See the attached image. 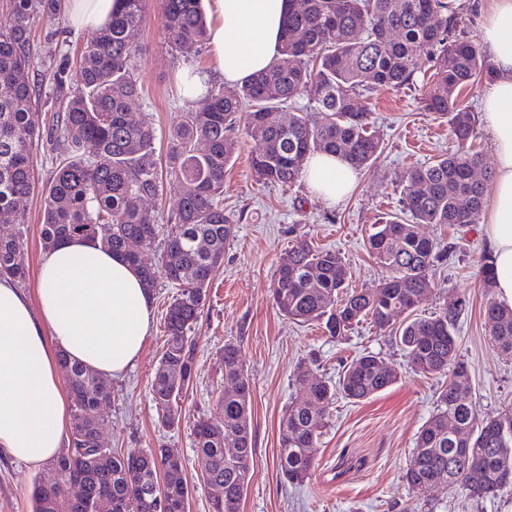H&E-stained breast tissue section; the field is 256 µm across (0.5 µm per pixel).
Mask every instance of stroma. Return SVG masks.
I'll return each instance as SVG.
<instances>
[{"label":"stroma","mask_w":512,"mask_h":512,"mask_svg":"<svg viewBox=\"0 0 512 512\" xmlns=\"http://www.w3.org/2000/svg\"><path fill=\"white\" fill-rule=\"evenodd\" d=\"M162 24L156 0H148L136 70L143 93L131 105L137 116H150L155 124V158L160 165L166 161L168 137L184 107L179 71L209 72L214 67L209 47L172 50L164 41ZM423 96L419 84L364 97L384 150L369 171L359 173L351 196L335 205L315 198L302 181L291 188L259 182L250 159L261 146L238 132L237 149L224 177V209L235 220L236 232L225 246L224 262L213 275L191 332L196 374L183 392L182 423L175 431L163 429L149 395L166 340V309L177 294L162 275L153 294V321L143 351L134 367L111 382L112 408L103 433L104 446L122 452L162 444L178 449L191 489L187 512H212V492L199 483L201 462L192 427L199 418L214 415L227 385L221 353L228 342L238 346L251 382L255 452L241 512H400L407 505L418 512H512V491L473 503L458 490L423 493L406 483L403 468L419 429L436 410L444 378L414 373L394 340L370 323L337 339L319 325L288 320L273 300L275 271L291 244L292 225L314 244L340 252L350 272V287L379 285L383 270L368 253L367 239L383 217L399 212L403 171L435 162L457 148L447 118L426 112ZM23 207L28 218L23 254L28 277L23 288L31 295L45 251L40 194L29 196ZM422 232L447 246L448 260L430 273V288L417 313L427 315L447 302L467 299L457 336L459 353L470 370L472 399L483 414L512 404V355L491 346L483 316L487 293L476 275L485 250L481 225L460 231L426 224ZM367 351L397 370V382L358 403L337 399L310 479L300 486L289 484L279 474L277 456L282 414L304 395L293 377L295 366L311 364L315 374L334 383L345 363ZM40 472V467L1 455L0 512H31L33 484Z\"/></svg>","instance_id":"obj_1"}]
</instances>
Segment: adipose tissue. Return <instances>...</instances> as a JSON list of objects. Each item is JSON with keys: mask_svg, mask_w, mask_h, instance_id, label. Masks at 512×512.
<instances>
[{"mask_svg": "<svg viewBox=\"0 0 512 512\" xmlns=\"http://www.w3.org/2000/svg\"><path fill=\"white\" fill-rule=\"evenodd\" d=\"M74 31L105 26L114 0H63ZM289 0H212L208 44L215 70L184 69L196 89L210 79L243 83L277 56ZM480 48L494 75L483 94L482 120L494 169L483 231L494 268L496 298L512 307V0H495L481 25ZM312 194L345 199L355 171L336 156L315 153L304 165ZM37 305L13 281L0 279V454L28 465L57 456L65 443L68 399L58 354L112 378L142 353L153 320L152 297L122 256L98 243L73 239L45 251Z\"/></svg>", "mask_w": 512, "mask_h": 512, "instance_id": "1", "label": "adipose tissue"}]
</instances>
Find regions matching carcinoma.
<instances>
[{
  "label": "carcinoma",
  "mask_w": 512,
  "mask_h": 512,
  "mask_svg": "<svg viewBox=\"0 0 512 512\" xmlns=\"http://www.w3.org/2000/svg\"><path fill=\"white\" fill-rule=\"evenodd\" d=\"M111 21L90 32L79 56L64 64L38 65L33 42L38 26L60 19L62 0H10L0 19V211L26 223L19 203L36 190L33 150L49 146L55 165L52 180L41 187L40 236L52 247L71 238L89 239L122 254L153 291L156 267L180 288L166 310V343L151 399L159 424L168 431L182 421L180 394L193 379L196 348L188 333L205 305L207 288L224 261V248L236 224L224 211V175L235 153L240 126L263 143L251 159L253 173L278 186L302 178L306 158L331 153L357 171L367 170L382 154V139L360 97L374 89L414 84L423 61L434 72L425 110L448 117L451 134L464 148L475 135V114L458 103L459 91L478 76H492L490 61L465 35L462 13L454 0H302L285 21L279 55L232 95L209 84L203 94L183 90V114L168 139L166 171L157 169L156 128L149 117L127 120L129 102L140 95L134 76L138 35L146 0H116ZM164 39L181 50L208 41L202 0H158ZM34 70L33 82L23 79ZM56 93L43 96L46 83ZM312 92L322 111L319 124L297 106ZM44 98L52 112L51 132L43 137L30 112L31 101ZM205 141L208 152L198 154ZM486 166L478 153H450L428 165L406 169L401 214L385 220L368 237V252L386 272L375 289L349 287L341 254L313 245L297 235L279 262L274 299L279 311L299 322L318 321L330 336L341 338L368 322L379 330L406 318L393 331L411 369L448 379L439 393L436 413L422 426L406 465L409 486L425 491L436 486L460 489L481 501L512 487V405L493 414L478 413L472 402L468 368L458 354L456 326L466 301L445 305L429 316L413 315L418 294L429 288V271L444 257V248L421 234L423 224L468 227L479 221L484 184L472 171ZM182 187L177 209L167 224L142 207L158 195L163 178ZM424 183L428 193L415 194ZM143 242L140 254L126 251L127 240ZM24 239L17 229L0 231V278L26 281ZM157 255L158 265L145 255ZM490 342L512 353V308L491 299L485 305ZM224 380L232 394L217 401V415L193 427L202 463L200 481L220 483L224 498L213 512H240L253 460L250 381L236 344H224ZM69 372L73 418L68 448L46 463L32 492V512H129L142 508L152 493L166 512H186L190 488L185 461L172 448H149L119 454L102 448L99 439L112 406V386L78 363L60 358ZM309 379L308 396L291 402L279 426L277 465L290 483L304 482L315 466L313 448L323 436L328 410L341 393L351 401L367 399L393 385L397 373L372 352L343 367L332 386L305 364L294 368ZM85 486L86 502L72 504L69 485Z\"/></svg>",
  "instance_id": "1"
}]
</instances>
